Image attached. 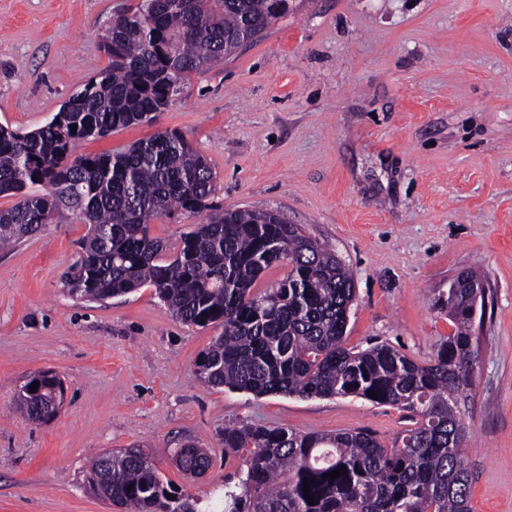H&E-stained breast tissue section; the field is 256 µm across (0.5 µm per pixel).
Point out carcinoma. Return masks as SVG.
I'll return each mask as SVG.
<instances>
[{
	"label": "carcinoma",
	"instance_id": "1",
	"mask_svg": "<svg viewBox=\"0 0 512 512\" xmlns=\"http://www.w3.org/2000/svg\"><path fill=\"white\" fill-rule=\"evenodd\" d=\"M285 15L280 0H141L113 17L102 41L105 71L45 126L24 134L0 127V194L19 195L0 210V248L73 211L88 234L64 288L104 301L150 286L181 322L224 327L197 362L203 382L256 396L359 397L415 414L390 448L366 432L224 426V455L246 466L237 484H224V512H470L466 411L479 357L472 304L478 293L484 308L487 289L470 287L462 273L439 295L435 304L448 310L454 331L430 362L384 344L356 351L345 346L356 292L345 264L276 213L214 206V173L183 135L71 158L80 140L152 121L182 80L235 55ZM35 185L43 191L25 192ZM203 211L206 221L173 249L150 234L158 217ZM275 266L288 268L278 287L257 290ZM44 387L17 393L33 422L49 411L53 384ZM175 462L196 475L211 458L185 444ZM342 466L340 476L323 478ZM88 484L125 512H197L140 444L113 450L110 466L93 460Z\"/></svg>",
	"mask_w": 512,
	"mask_h": 512
}]
</instances>
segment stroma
<instances>
[{
  "label": "stroma",
  "instance_id": "stroma-1",
  "mask_svg": "<svg viewBox=\"0 0 512 512\" xmlns=\"http://www.w3.org/2000/svg\"><path fill=\"white\" fill-rule=\"evenodd\" d=\"M139 2L0 0V126L47 124L108 66L102 36ZM171 131L208 160L217 205L277 212L348 267V346L427 362L454 330L438 294L463 270L487 283L470 506L512 512V0H294L258 41L181 82L155 120L73 154ZM87 231L64 210L0 251V512H120L88 491L86 470L135 444L198 512H221L245 469L224 454L228 423L363 431L388 447L411 427L410 411L358 397L206 386L196 361L218 326L183 324L147 286L102 302L64 290ZM43 370L67 393L34 424L16 393ZM186 442L210 456L203 475L172 461Z\"/></svg>",
  "mask_w": 512,
  "mask_h": 512
}]
</instances>
